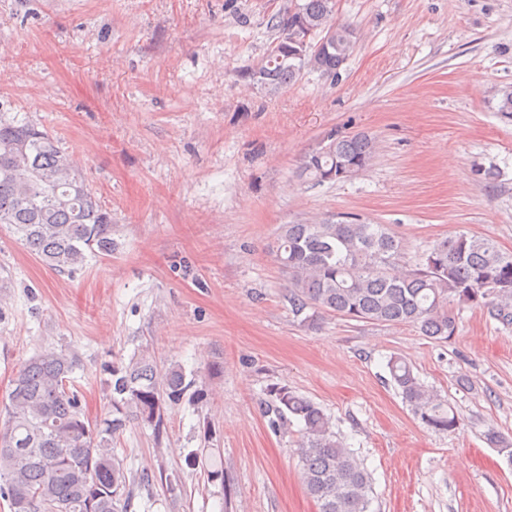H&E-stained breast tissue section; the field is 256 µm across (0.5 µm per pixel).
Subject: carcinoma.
Listing matches in <instances>:
<instances>
[{
	"label": "carcinoma",
	"instance_id": "1",
	"mask_svg": "<svg viewBox=\"0 0 512 512\" xmlns=\"http://www.w3.org/2000/svg\"><path fill=\"white\" fill-rule=\"evenodd\" d=\"M334 0H284L268 20L275 37L265 57L243 78L268 91L296 82L302 70L336 74L352 54L354 27L339 22ZM298 8L319 34L334 29L330 48L304 60L273 49L286 13ZM375 141L365 132H331L327 144L303 156L299 177L339 181L342 169H367ZM0 224H7L30 253L60 274L83 268L87 254L116 249L112 217L52 134L8 116L0 102ZM403 240L385 224L356 216L318 224H283L271 253L288 271V304L303 325L320 314L358 321L412 324L430 339L447 341L457 329L451 306L483 307L512 324V252L484 236L459 233L426 245L412 265L401 264ZM75 354L47 348L26 360L0 404V497L10 512H133L136 477L112 444L133 419L166 433L168 407L192 386L178 365L158 367L148 350L108 369L109 409L92 422L84 414L71 375ZM387 368L403 401L426 428L451 433L459 418L425 386L404 360ZM263 414L274 430L302 424V478L319 512H370L372 479L333 431L330 417L286 385L267 388Z\"/></svg>",
	"mask_w": 512,
	"mask_h": 512
}]
</instances>
